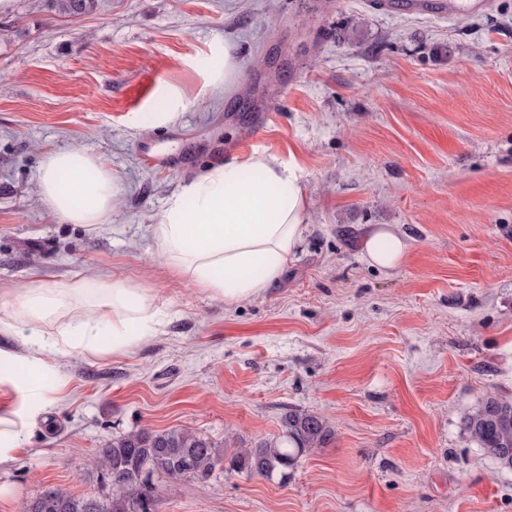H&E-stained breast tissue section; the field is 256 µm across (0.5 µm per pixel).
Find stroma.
<instances>
[{"label":"stroma","instance_id":"stroma-1","mask_svg":"<svg viewBox=\"0 0 512 512\" xmlns=\"http://www.w3.org/2000/svg\"><path fill=\"white\" fill-rule=\"evenodd\" d=\"M450 18L371 0H0V291L107 273L157 289L162 335L124 357L49 359L47 399L0 367V417L21 442L0 460V512L45 486L96 499L77 470L112 438L186 429L217 445L276 434L291 409L332 432L287 480L217 470L161 482L157 512H512V471L461 432L512 396V0ZM230 46L237 93L210 84ZM180 87L164 129L133 128L131 85ZM158 141L178 157L144 162ZM81 145L122 182L108 224L56 218L36 194L44 157ZM234 156L296 164L303 242L282 274L234 304L188 288L151 226L182 185ZM409 242L366 261L367 227ZM408 248L407 240L388 225L373 227L362 238V250L367 261L385 270L398 267Z\"/></svg>","mask_w":512,"mask_h":512}]
</instances>
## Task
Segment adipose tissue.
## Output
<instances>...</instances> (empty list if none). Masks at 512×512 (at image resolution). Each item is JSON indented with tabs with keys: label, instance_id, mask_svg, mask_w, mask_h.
I'll return each instance as SVG.
<instances>
[{
	"label": "adipose tissue",
	"instance_id": "obj_1",
	"mask_svg": "<svg viewBox=\"0 0 512 512\" xmlns=\"http://www.w3.org/2000/svg\"><path fill=\"white\" fill-rule=\"evenodd\" d=\"M183 103L178 88L159 85L136 127L169 124ZM121 192L103 159L72 145L47 154L37 179L40 200L60 220L89 229L108 223ZM308 202L292 165L255 155L211 166L166 203L152 227L159 257L188 287L235 304L276 280L303 240ZM409 244L387 225L362 239L367 261L391 270ZM167 312L155 293L105 274L50 286L34 278L0 301V334L20 337L24 355L0 350L29 387L50 386L48 358L73 351L121 357L158 335Z\"/></svg>",
	"mask_w": 512,
	"mask_h": 512
}]
</instances>
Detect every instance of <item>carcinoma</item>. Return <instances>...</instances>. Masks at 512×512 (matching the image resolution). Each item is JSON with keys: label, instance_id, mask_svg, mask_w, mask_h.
Segmentation results:
<instances>
[{"label": "carcinoma", "instance_id": "obj_1", "mask_svg": "<svg viewBox=\"0 0 512 512\" xmlns=\"http://www.w3.org/2000/svg\"><path fill=\"white\" fill-rule=\"evenodd\" d=\"M62 15L80 16L95 9L96 0H51ZM461 431L482 448L502 470H512V397H487L465 412ZM331 436L320 417L290 410L280 419L279 435L228 452L208 438L186 430H140L112 439L94 466L110 482L100 501L54 487L31 509L22 512H155L154 478L208 480L222 466L237 473L272 479L288 477L301 456L321 448Z\"/></svg>", "mask_w": 512, "mask_h": 512}]
</instances>
